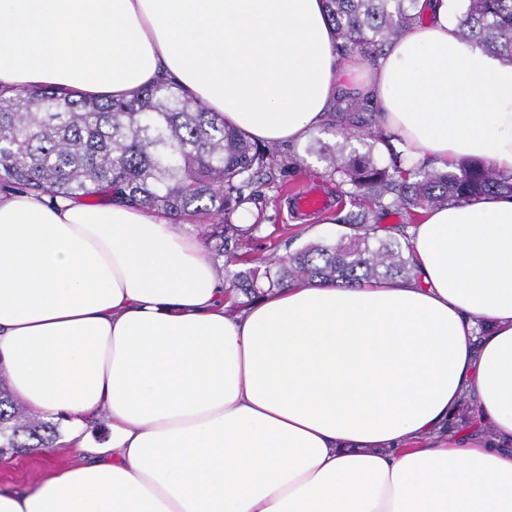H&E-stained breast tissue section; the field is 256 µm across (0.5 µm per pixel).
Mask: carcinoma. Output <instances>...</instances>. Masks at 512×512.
<instances>
[{
  "label": "carcinoma",
  "instance_id": "obj_1",
  "mask_svg": "<svg viewBox=\"0 0 512 512\" xmlns=\"http://www.w3.org/2000/svg\"><path fill=\"white\" fill-rule=\"evenodd\" d=\"M339 39L337 51L376 61L386 44L413 25L415 0H326ZM461 35L512 60V0H466ZM368 102L338 97L336 115L367 125ZM390 165L376 166L344 142L329 154L332 173L347 186L358 211L341 220L350 232L295 253L224 273L230 287L248 300L264 289L316 280L354 286L363 281L406 278L413 265L409 242L381 237L369 208L405 209L413 218L449 203L482 195H512V177L484 161L461 162L454 171L427 165L403 167L391 151ZM281 173L277 157L224 116L171 84H151L122 101L62 95L51 87L0 93V190L48 193L73 199L112 197L195 226L213 258L231 254L259 225L242 229L232 217ZM57 424L23 411L0 377V452L52 448Z\"/></svg>",
  "mask_w": 512,
  "mask_h": 512
}]
</instances>
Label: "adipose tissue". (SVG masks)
Segmentation results:
<instances>
[{
	"instance_id": "ef3b65f1",
	"label": "adipose tissue",
	"mask_w": 512,
	"mask_h": 512,
	"mask_svg": "<svg viewBox=\"0 0 512 512\" xmlns=\"http://www.w3.org/2000/svg\"><path fill=\"white\" fill-rule=\"evenodd\" d=\"M415 13L365 70L340 67L324 0H0V91L118 100L164 74L278 147L346 83L409 162L512 176V62L464 40L450 0ZM410 245L413 277L231 316L180 225L0 191V367L91 457L0 512H512V197L427 210ZM468 399L491 433L447 434Z\"/></svg>"
}]
</instances>
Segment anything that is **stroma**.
<instances>
[{"mask_svg": "<svg viewBox=\"0 0 512 512\" xmlns=\"http://www.w3.org/2000/svg\"><path fill=\"white\" fill-rule=\"evenodd\" d=\"M345 128V123L328 119L303 142L279 148L277 155L285 164L282 182L260 186L255 199L233 217L238 224L260 225L254 238L239 248V255L283 257L313 242L335 241L344 233L342 220L353 204L343 195L338 177L331 175L324 152L341 143ZM308 191L326 198V206L316 211L296 209V195ZM82 462L81 455L71 448L51 452L31 448L9 454L0 458V493H31L57 470Z\"/></svg>", "mask_w": 512, "mask_h": 512, "instance_id": "35a3bbf8", "label": "stroma"}]
</instances>
